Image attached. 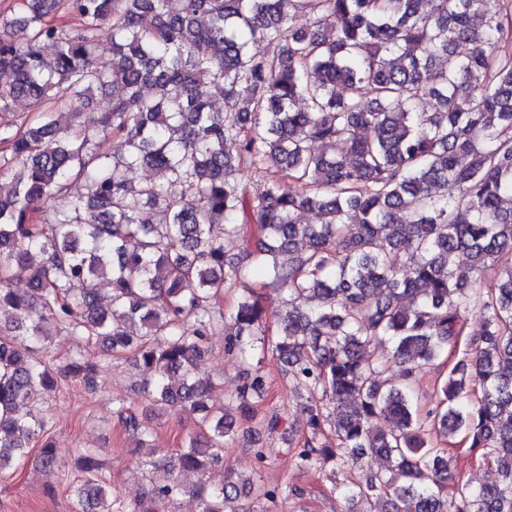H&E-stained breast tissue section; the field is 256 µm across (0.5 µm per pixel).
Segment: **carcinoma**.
Segmentation results:
<instances>
[{
  "mask_svg": "<svg viewBox=\"0 0 512 512\" xmlns=\"http://www.w3.org/2000/svg\"><path fill=\"white\" fill-rule=\"evenodd\" d=\"M0 13V112L18 99L44 112L0 123V472L26 459L48 420L34 389L64 372L89 383L97 353L56 365L45 346L63 330L151 372L144 393L201 415L212 435L191 437L179 467L205 476L222 459L230 413L206 403L198 375L208 336L283 367L304 393L308 434L298 468L382 456L388 473L336 486L347 502L384 500L385 512H512V0H20ZM64 11L72 25L55 22ZM304 12L312 26L294 29ZM112 62L99 63V32ZM118 89L91 119L121 138L107 158L92 134L60 126L95 89ZM152 94L147 96L144 89ZM235 101L220 112L214 98ZM435 100L432 112L419 103ZM305 101L306 107L296 108ZM372 127V139L361 135ZM238 144L234 154L224 144ZM24 175L5 181L12 169ZM151 168L162 179H140ZM262 173L253 191L241 172ZM57 197L46 222L40 204ZM314 216L297 222L296 213ZM254 230L255 267L227 257L224 240ZM299 240L308 243L296 254ZM468 254L473 277L457 273ZM272 277L288 293L274 338L250 284ZM27 276L31 292L13 288ZM109 285V307L99 305ZM237 291L224 315V289ZM478 314L483 332L437 384L421 418L409 393L444 360ZM388 340L403 367L370 359ZM481 396L471 399L474 385ZM268 383L245 368L240 408ZM142 437L131 408L113 411ZM386 419L392 427L374 428ZM464 435L489 480L473 487L426 427ZM79 512H110L99 454H77ZM185 493L165 473L150 499L168 508ZM202 512H249L228 480Z\"/></svg>",
  "mask_w": 512,
  "mask_h": 512,
  "instance_id": "carcinoma-1",
  "label": "carcinoma"
}]
</instances>
